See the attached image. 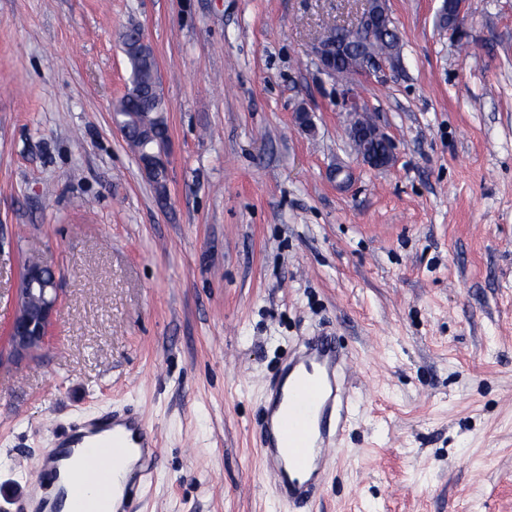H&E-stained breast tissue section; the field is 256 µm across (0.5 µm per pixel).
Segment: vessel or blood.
<instances>
[{
	"instance_id": "1",
	"label": "vessel or blood",
	"mask_w": 512,
	"mask_h": 512,
	"mask_svg": "<svg viewBox=\"0 0 512 512\" xmlns=\"http://www.w3.org/2000/svg\"><path fill=\"white\" fill-rule=\"evenodd\" d=\"M344 357L328 334L308 339L287 357L268 392L259 426L260 451L277 479L281 493L296 504L308 503L325 473L329 451L345 427L346 394L340 388ZM154 433L128 411L112 416V430L81 452L62 449L101 497L95 507L105 512L114 482L115 462L129 449L140 451L135 474L148 475L156 464Z\"/></svg>"
}]
</instances>
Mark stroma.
Masks as SVG:
<instances>
[{"label":"stroma","mask_w":512,"mask_h":512,"mask_svg":"<svg viewBox=\"0 0 512 512\" xmlns=\"http://www.w3.org/2000/svg\"><path fill=\"white\" fill-rule=\"evenodd\" d=\"M441 3L389 0L400 64L356 86L395 146L374 170L311 53L358 0H0V512L74 422L123 408L157 439L139 512H512V0H470L459 44ZM132 25L166 104L164 201L114 127ZM37 257L61 299L17 363ZM321 332L353 415L299 509L258 424ZM60 274L52 262L28 260L15 288L16 313L8 329V345L16 360H23L48 339L60 300Z\"/></svg>","instance_id":"obj_1"}]
</instances>
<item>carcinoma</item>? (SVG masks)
Returning <instances> with one entry per match:
<instances>
[{
	"label": "carcinoma",
	"mask_w": 512,
	"mask_h": 512,
	"mask_svg": "<svg viewBox=\"0 0 512 512\" xmlns=\"http://www.w3.org/2000/svg\"><path fill=\"white\" fill-rule=\"evenodd\" d=\"M130 68V83L126 93L118 100L114 112L116 119L136 134L142 126H150L154 136L145 147V151L157 154L168 146L169 129L166 120L160 119L165 106L159 87L153 77L154 56L151 48L143 47L136 51L122 43Z\"/></svg>",
	"instance_id": "obj_1"
}]
</instances>
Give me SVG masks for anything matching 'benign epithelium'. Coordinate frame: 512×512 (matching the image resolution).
Returning <instances> with one entry per match:
<instances>
[{
    "label": "benign epithelium",
    "mask_w": 512,
    "mask_h": 512,
    "mask_svg": "<svg viewBox=\"0 0 512 512\" xmlns=\"http://www.w3.org/2000/svg\"><path fill=\"white\" fill-rule=\"evenodd\" d=\"M468 2L454 0V20L442 23L452 37L462 38L461 24ZM395 29L388 0H361L354 20L334 26L314 41L313 55L320 70L333 79L355 80L379 74L400 61V39L387 41ZM361 38L368 43H383L385 48L366 57L355 49V42ZM350 106L354 118L347 133L360 160L374 169L391 165L392 140L367 117L357 101ZM59 284L60 274L53 263L39 259L24 263L15 288L16 313L8 329V345L15 359L29 357L48 339L60 300Z\"/></svg>",
    "instance_id": "7a95c632"
}]
</instances>
